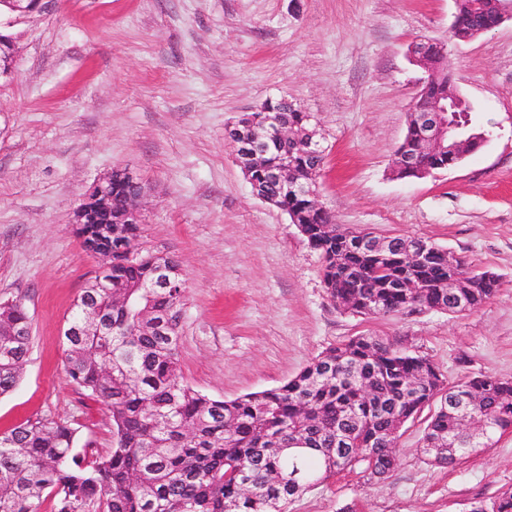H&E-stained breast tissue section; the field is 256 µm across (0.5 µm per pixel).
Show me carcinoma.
<instances>
[{
    "mask_svg": "<svg viewBox=\"0 0 512 512\" xmlns=\"http://www.w3.org/2000/svg\"><path fill=\"white\" fill-rule=\"evenodd\" d=\"M493 0L474 10L461 0L451 38L472 37L493 23ZM283 122L308 136L310 115L283 99L267 101ZM323 152L297 157L292 176L313 180ZM132 186H112V266L87 283L69 322L78 335L64 337L66 372L112 414L116 444L104 456L75 454L76 429L50 416L0 435V512H41L45 496L53 512H288L304 492L336 474L365 466L379 480L393 471L402 427L434 407L422 437V453L453 469L473 448H488L512 431V380L475 377L456 385L429 359L371 336H357L311 361L284 385L232 400L210 398L178 374V306L185 288H156L161 268H178L170 255L139 253L124 245L140 225L119 222ZM281 210L306 225L311 247L323 259L331 299L361 315H388L417 307H446L450 314L489 301L497 286L457 262L460 287L445 288L448 261L434 251L423 266L394 236L384 268L373 254L327 234V212H310L286 193ZM412 276L421 288H388L389 277ZM30 319L20 301L0 304V395L17 385L30 351ZM458 403L476 393L473 410L488 423V437L474 440L448 414L441 392ZM471 512H512V489L478 501Z\"/></svg>",
    "mask_w": 512,
    "mask_h": 512,
    "instance_id": "cac0c4a2",
    "label": "carcinoma"
}]
</instances>
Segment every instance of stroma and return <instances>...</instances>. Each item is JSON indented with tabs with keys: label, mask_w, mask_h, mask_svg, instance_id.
Listing matches in <instances>:
<instances>
[{
	"label": "stroma",
	"mask_w": 512,
	"mask_h": 512,
	"mask_svg": "<svg viewBox=\"0 0 512 512\" xmlns=\"http://www.w3.org/2000/svg\"><path fill=\"white\" fill-rule=\"evenodd\" d=\"M455 12V0H48L0 15L17 49L0 86V301H21L31 324L0 433L51 415L92 455L112 446L107 407L66 373L62 330L103 263L73 213L124 168L148 189L136 249L173 254L187 280L184 384L221 400L275 388L355 336L425 356L451 384L512 379V21L462 43L450 37ZM422 39L447 42L451 82L493 135L454 167L399 179ZM283 96L310 113L325 149L317 200L334 224L427 240L496 275L495 296L460 314L334 303L320 253L253 195L225 138ZM425 426H403L387 480L345 471L288 512H470L512 488V433L448 470L421 455Z\"/></svg>",
	"instance_id": "obj_1"
}]
</instances>
